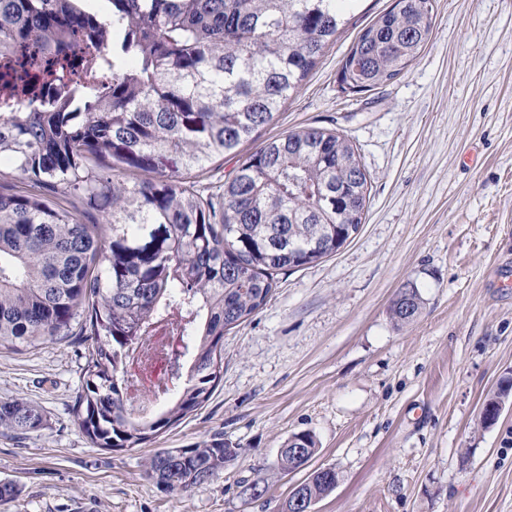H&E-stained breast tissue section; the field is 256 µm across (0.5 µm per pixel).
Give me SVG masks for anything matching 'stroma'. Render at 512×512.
I'll use <instances>...</instances> for the list:
<instances>
[{"mask_svg":"<svg viewBox=\"0 0 512 512\" xmlns=\"http://www.w3.org/2000/svg\"><path fill=\"white\" fill-rule=\"evenodd\" d=\"M394 0H362L301 89L263 128L266 141L314 126L347 135L370 177L353 239L320 263L279 272L267 305L224 336L210 399L152 442L93 447L76 399L90 340L0 350V398L39 406L21 439L0 429V480L22 489L11 512H282L308 471L282 474L292 435L317 440L309 469L335 491L315 512H512V399L485 426L482 405L512 376V0H436L421 56L393 82L346 94L343 57ZM239 157L192 174L224 200ZM419 315L396 324L404 285ZM239 457L186 493L145 477L155 449L213 437ZM264 481L258 500L243 483ZM408 302H410L413 309L411 318H405L404 315V312L408 306ZM420 307L421 298L417 288L415 286L414 288H401L391 307L392 318L398 324L407 323L414 319V317L418 314Z\"/></svg>","mask_w":512,"mask_h":512,"instance_id":"obj_1","label":"stroma"}]
</instances>
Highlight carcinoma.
Segmentation results:
<instances>
[{"instance_id":"cac0c4a2","label":"carcinoma","mask_w":512,"mask_h":512,"mask_svg":"<svg viewBox=\"0 0 512 512\" xmlns=\"http://www.w3.org/2000/svg\"><path fill=\"white\" fill-rule=\"evenodd\" d=\"M0 0L3 88L23 102L0 108V161L18 180L0 189V350L37 349L79 334L92 341L76 403L97 448L145 444L207 402L222 379L224 333L266 306L279 271L336 254L358 231L368 174L345 135L305 127L267 140L224 183V206L184 176L238 155L272 124L361 0ZM433 0H397L364 28L343 59L350 82L371 90L408 70L432 32ZM89 51L74 77L30 66ZM97 212L84 222L63 201ZM417 315V288H402L396 323ZM180 311L184 351L159 371L177 394L148 420L127 410V365L149 354L155 324ZM41 409L0 400V428L31 436ZM230 447L159 448L145 470L186 492L224 469ZM291 436L280 470L296 467ZM338 476L313 477L327 497ZM19 493L0 481V512Z\"/></svg>"}]
</instances>
